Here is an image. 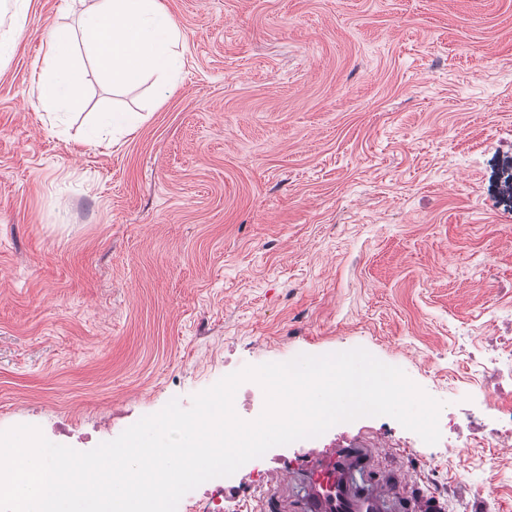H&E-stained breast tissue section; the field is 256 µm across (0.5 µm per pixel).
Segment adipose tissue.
I'll return each mask as SVG.
<instances>
[{"label":"adipose tissue","mask_w":512,"mask_h":512,"mask_svg":"<svg viewBox=\"0 0 512 512\" xmlns=\"http://www.w3.org/2000/svg\"><path fill=\"white\" fill-rule=\"evenodd\" d=\"M79 34L53 27L38 62L37 100L58 123L81 103V75L92 67L109 86L154 79L167 92L181 65V31L158 0H79ZM83 54H76V44Z\"/></svg>","instance_id":"adipose-tissue-1"}]
</instances>
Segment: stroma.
I'll return each mask as SVG.
<instances>
[{
  "mask_svg": "<svg viewBox=\"0 0 512 512\" xmlns=\"http://www.w3.org/2000/svg\"><path fill=\"white\" fill-rule=\"evenodd\" d=\"M159 3L165 98L90 73L53 126L33 66L77 0H30L0 70V430L85 452L231 369L357 347L426 392L478 380L459 336L512 326V0ZM106 109L140 123L86 146ZM372 425L400 497L512 512V449Z\"/></svg>",
  "mask_w": 512,
  "mask_h": 512,
  "instance_id": "stroma-1",
  "label": "stroma"
}]
</instances>
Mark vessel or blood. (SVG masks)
Wrapping results in <instances>:
<instances>
[{"label": "vessel or blood", "instance_id": "obj_1", "mask_svg": "<svg viewBox=\"0 0 512 512\" xmlns=\"http://www.w3.org/2000/svg\"><path fill=\"white\" fill-rule=\"evenodd\" d=\"M374 451L363 443L313 449L284 467L286 479L304 490L303 512H386L395 495L384 481H367Z\"/></svg>", "mask_w": 512, "mask_h": 512}]
</instances>
